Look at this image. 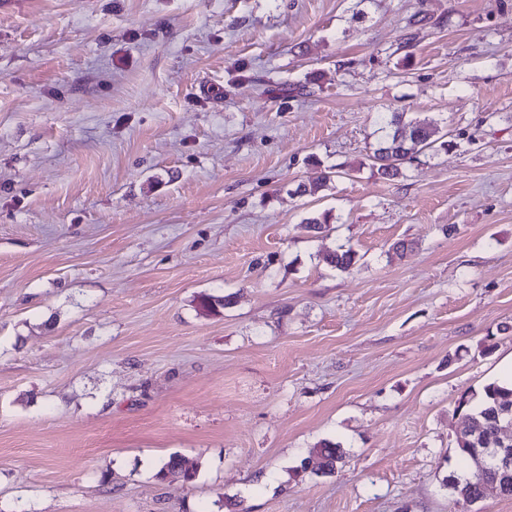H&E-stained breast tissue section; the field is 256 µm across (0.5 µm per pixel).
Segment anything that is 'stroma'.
I'll list each match as a JSON object with an SVG mask.
<instances>
[{
    "label": "stroma",
    "instance_id": "stroma-1",
    "mask_svg": "<svg viewBox=\"0 0 512 512\" xmlns=\"http://www.w3.org/2000/svg\"><path fill=\"white\" fill-rule=\"evenodd\" d=\"M511 352L512 0H0V512H512L441 485ZM385 136L370 155L372 168L388 181L403 175V169L420 161V157L447 151L454 145L453 131L437 121L406 120L404 113L392 112L382 116ZM448 138L450 140H448ZM343 456L344 453L341 450L340 445L331 442H324L316 451L315 456H313L315 461L313 468L310 469L307 463L311 457L309 456L301 461L300 470L302 472H310L313 474H319L320 471H323V474L331 475L335 473L338 465L343 462ZM197 469L184 465V459L172 454L164 461L155 473V477L159 480H180L184 483H191L195 480Z\"/></svg>",
    "mask_w": 512,
    "mask_h": 512
}]
</instances>
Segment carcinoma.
<instances>
[{
    "label": "carcinoma",
    "instance_id": "1",
    "mask_svg": "<svg viewBox=\"0 0 512 512\" xmlns=\"http://www.w3.org/2000/svg\"><path fill=\"white\" fill-rule=\"evenodd\" d=\"M384 124L385 136L378 148L370 155L372 167L384 179L392 181L403 175L406 166L420 161V157L433 155L441 150H448L454 145L453 131L442 126L437 121L407 119L402 112H392L381 117ZM332 172L321 170L312 180L303 185L302 193L313 194L327 185ZM333 220L331 212L325 211L311 215L302 220L306 228L314 231L325 229ZM355 253L343 246L329 251L324 255V261L338 271H347L354 264ZM226 296L204 294L200 296L199 306L208 313H217L228 305ZM512 410V389L488 383L481 391L461 397L457 402V411L464 413L465 425L455 433L456 450L464 462H469L484 448L492 447L487 434L502 413ZM344 453L340 445L325 442L321 444L314 456V466H309L307 460L301 461L300 470L318 474H333L343 462ZM197 470L184 465V459L172 454L164 461L155 473L159 480H180L191 483L195 480ZM496 481V470L493 464H486L485 470L476 475L465 472L460 475L455 471L442 479V486L450 488V492L472 498L479 502L484 500V490Z\"/></svg>",
    "mask_w": 512,
    "mask_h": 512
}]
</instances>
